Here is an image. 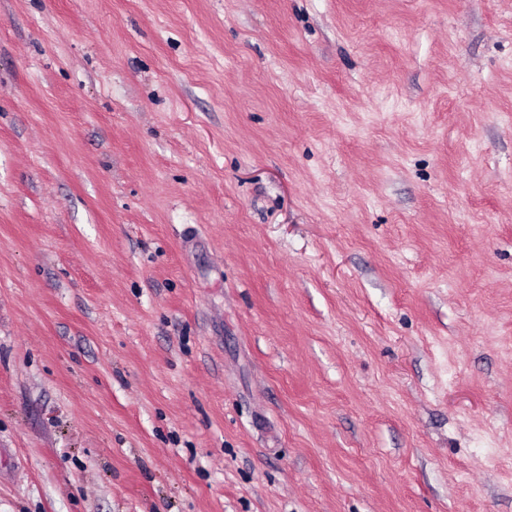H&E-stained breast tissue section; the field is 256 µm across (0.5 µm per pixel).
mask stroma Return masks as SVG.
I'll list each match as a JSON object with an SVG mask.
<instances>
[{
    "mask_svg": "<svg viewBox=\"0 0 512 512\" xmlns=\"http://www.w3.org/2000/svg\"><path fill=\"white\" fill-rule=\"evenodd\" d=\"M0 512H512V0H0Z\"/></svg>",
    "mask_w": 512,
    "mask_h": 512,
    "instance_id": "obj_1",
    "label": "stroma"
}]
</instances>
